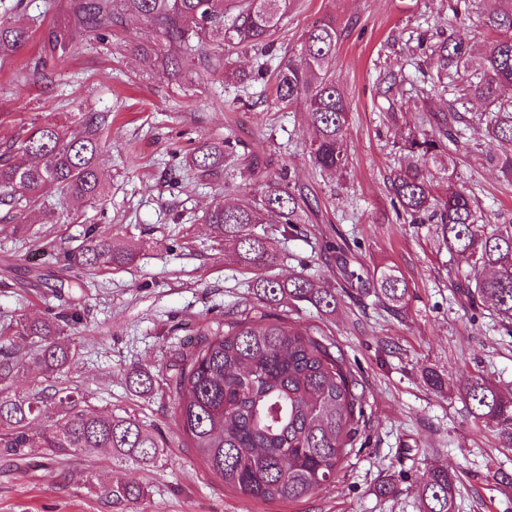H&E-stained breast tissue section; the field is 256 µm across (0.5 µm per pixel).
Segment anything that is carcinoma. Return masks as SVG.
Returning a JSON list of instances; mask_svg holds the SVG:
<instances>
[{
  "label": "carcinoma",
  "mask_w": 512,
  "mask_h": 512,
  "mask_svg": "<svg viewBox=\"0 0 512 512\" xmlns=\"http://www.w3.org/2000/svg\"><path fill=\"white\" fill-rule=\"evenodd\" d=\"M292 5L293 0H68L64 23L44 31L35 66L48 58L75 56L78 33L101 37L136 17L150 29V37L130 43L129 51L162 56L167 79L182 81L193 59L200 69L220 74L234 55L274 56L281 22ZM479 26L495 38L486 47L481 72L461 83L457 79L467 71L473 51L469 25L460 21L446 39L418 40L419 53L437 60L425 94L450 90L454 99L448 111L427 117L429 129L409 133L401 146L408 164L393 173L390 186L396 204L416 222L435 225L448 252L468 268L460 279L467 304L490 309L511 335L512 224L487 230L488 222L471 196L452 188L437 193L427 170L429 161L461 142L474 121L465 104L474 99L491 107L479 117L492 145L486 161L512 179V151L502 150L512 146V101L502 98L512 89V0H494L481 13ZM31 37L27 26L0 19V58L20 53ZM340 40L333 16L315 18L303 34L299 60L280 65L271 88L277 107L303 113L313 128L308 155L322 173H336L347 162L350 105L332 69ZM105 121L104 114L91 116L84 130L73 135L52 124L27 128L0 152V201L25 207L52 189L87 202L98 199L103 193L97 167L99 131ZM234 153L229 139L203 143L191 163L208 174ZM309 208L304 190L280 177L268 182L258 200L215 202L205 221L252 274L250 287L259 302L269 307L285 300L307 302L329 315L338 303L336 290L303 272L285 279L265 273L277 264L279 254L267 237L254 232L270 215L288 236L302 235ZM136 256L134 246H116L112 235L93 227L68 261L90 270L128 265ZM336 274L342 289L370 290L394 312L408 303V285L396 270L370 272L339 247ZM78 321L73 313L0 323V452L18 455L26 448H45L66 460L108 448L133 461L154 460L164 447L158 433L130 415L87 409L85 394L64 380L76 356L65 331ZM22 370L31 379L18 390L13 381ZM153 383L146 370L129 373V388L136 393L150 391ZM174 393L176 425L196 455L224 487L263 502L298 501L330 484L354 453L365 418V390L341 350L278 314L225 321L224 330L204 338L184 359ZM459 399L475 425L494 429L512 449V388L477 375ZM456 481L447 463L429 469L416 488L422 512H455ZM84 484L113 508L140 503L148 495L140 483L114 484L92 471Z\"/></svg>",
  "instance_id": "1"
}]
</instances>
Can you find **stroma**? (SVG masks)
<instances>
[{
    "mask_svg": "<svg viewBox=\"0 0 512 512\" xmlns=\"http://www.w3.org/2000/svg\"><path fill=\"white\" fill-rule=\"evenodd\" d=\"M35 35L16 56L0 60V146L30 124L82 129L92 113L108 114L99 167L104 193L89 203L48 192L40 208L6 218L0 204V321L78 313L67 334L80 351L68 379L85 390L91 408L135 416L164 437L156 460L139 464L98 451L67 460L43 448L22 456L0 453V512H116L88 491V471L113 482L134 481L149 495L134 512H419L417 481L446 462L457 472L456 512H512V487L497 472H512V450L477 429L457 396L471 376L512 382V337L490 313L472 314L456 290L458 261L431 224L397 218L389 176L404 165L408 133L426 129L429 113L447 101L419 97L434 69L415 54L419 37L455 32L457 0H295L281 23L276 58H298L300 39L319 16H335L342 30L333 68L351 114L348 163L327 176L310 165L312 130L299 113L273 105L271 87L241 86L230 77L193 70L190 85L167 80L158 61L131 55L126 44L144 36L127 19L108 39L82 37L78 54L36 71L38 33L63 22L67 0H25ZM398 74L406 100L392 110L379 83ZM238 142L236 168L207 176L185 157L199 143ZM483 126L467 130L457 151L428 169L435 180L465 189L494 224L512 223V182L489 166ZM309 190L307 234L292 239L282 225L263 230L280 255L273 273L307 269L328 288L336 268L325 247L337 243L367 269L389 265L409 284L400 313L364 293L341 294L323 315L308 303L280 304L292 324L319 331L343 352L367 394L357 448L329 486L299 501L262 502L241 496L200 461L173 422V381L186 354L225 320L254 316L262 307L249 274L219 245L202 216L210 203L260 196L278 176ZM134 245V264L86 271L67 267L88 225ZM156 377L152 393L126 383L132 367ZM437 372L447 390L425 379ZM392 482L395 494L378 491Z\"/></svg>",
    "mask_w": 512,
    "mask_h": 512,
    "instance_id": "obj_1",
    "label": "stroma"
}]
</instances>
